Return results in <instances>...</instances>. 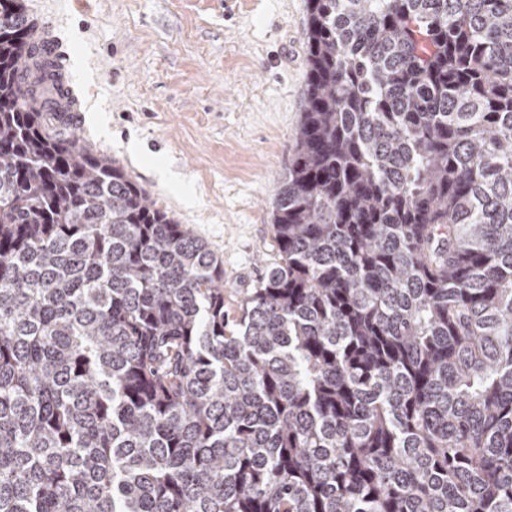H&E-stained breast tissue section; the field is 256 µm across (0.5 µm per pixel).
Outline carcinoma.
Masks as SVG:
<instances>
[{"label":"carcinoma","mask_w":512,"mask_h":512,"mask_svg":"<svg viewBox=\"0 0 512 512\" xmlns=\"http://www.w3.org/2000/svg\"><path fill=\"white\" fill-rule=\"evenodd\" d=\"M0 9V512H512V0H307L279 261L224 267Z\"/></svg>","instance_id":"carcinoma-1"}]
</instances>
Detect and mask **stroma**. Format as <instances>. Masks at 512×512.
<instances>
[{
  "label": "stroma",
  "mask_w": 512,
  "mask_h": 512,
  "mask_svg": "<svg viewBox=\"0 0 512 512\" xmlns=\"http://www.w3.org/2000/svg\"><path fill=\"white\" fill-rule=\"evenodd\" d=\"M69 53L84 143L224 266V311L278 259L304 107L306 0H22Z\"/></svg>",
  "instance_id": "1"
}]
</instances>
